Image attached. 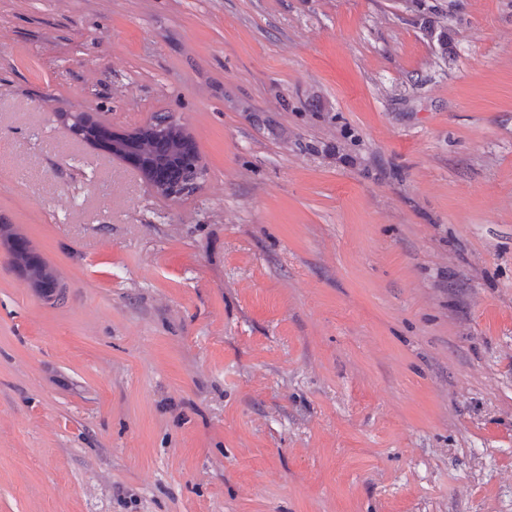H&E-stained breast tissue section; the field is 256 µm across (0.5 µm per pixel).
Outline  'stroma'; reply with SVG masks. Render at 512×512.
<instances>
[{
  "instance_id": "1",
  "label": "stroma",
  "mask_w": 512,
  "mask_h": 512,
  "mask_svg": "<svg viewBox=\"0 0 512 512\" xmlns=\"http://www.w3.org/2000/svg\"><path fill=\"white\" fill-rule=\"evenodd\" d=\"M0 0V512H512V0ZM168 113L171 201L73 138ZM420 21L426 36L435 41L442 53L448 51V14L436 5H428L426 0H407ZM22 241L15 239L12 242V260L16 268L21 271L33 284L40 295L49 302L59 299L61 288L57 277L48 268L43 271L42 276L33 272L35 264L32 261L31 250L22 246Z\"/></svg>"
}]
</instances>
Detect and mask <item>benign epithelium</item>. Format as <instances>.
Here are the masks:
<instances>
[{"label":"benign epithelium","mask_w":512,"mask_h":512,"mask_svg":"<svg viewBox=\"0 0 512 512\" xmlns=\"http://www.w3.org/2000/svg\"><path fill=\"white\" fill-rule=\"evenodd\" d=\"M57 120L68 125L77 138L102 147L113 158L136 169L153 191L168 200L181 198L203 175L198 147L179 123L157 116L131 131H116L89 112L61 113ZM12 260L49 302L59 299L60 283L50 270L33 272L31 250L12 242Z\"/></svg>","instance_id":"benign-epithelium-1"}]
</instances>
